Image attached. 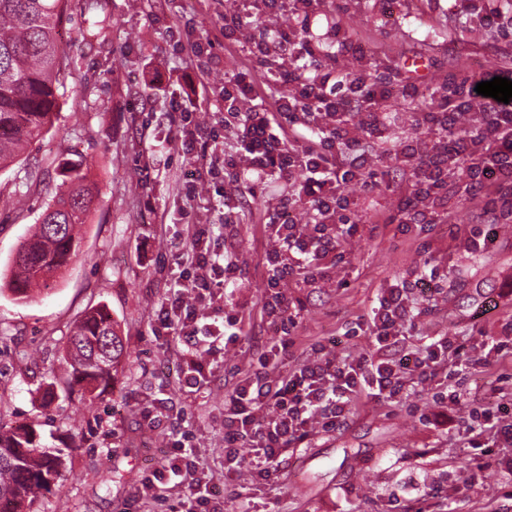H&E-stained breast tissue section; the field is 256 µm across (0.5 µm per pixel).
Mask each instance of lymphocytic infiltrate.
I'll use <instances>...</instances> for the list:
<instances>
[{
  "mask_svg": "<svg viewBox=\"0 0 512 512\" xmlns=\"http://www.w3.org/2000/svg\"><path fill=\"white\" fill-rule=\"evenodd\" d=\"M276 10L290 15L289 24L273 33L260 28L262 16ZM314 17V0H249L248 8L225 15V38L252 29L250 55L270 80L288 82L291 93L268 105L256 104L253 78L240 72L224 83L225 115L220 126L194 125L188 112L172 115L182 151L223 181L225 190L237 187L224 178L230 169L240 170L252 183L284 181L289 189L287 206L303 207L313 216L309 224L270 227L274 246L268 254L267 286L274 290L275 301L267 311L277 319L280 338L259 357L258 370L224 398L225 458L236 463L240 448H248V465L263 479L276 471L290 446L310 434L313 424L331 428L349 406L363 399L398 396L414 374L436 369L442 349L434 342L411 360L332 357L303 361L285 374L268 371L273 354L286 352L291 345L287 331L292 318L284 285L320 269L323 258L338 251L341 237L355 231L346 187L358 184L370 190L375 185L374 172L351 158L350 149L359 145L361 137H377L390 124L385 105L394 93L409 99L420 93L419 83L398 71L369 82L320 63L311 29ZM450 82V92L435 96L429 111L418 119L437 132L438 144L429 150L405 147L402 156L414 177L410 196L397 213L379 216V223L409 224L420 217H438L448 207V178L459 171L465 175L474 207L492 213L496 220H512V103L478 112L477 124L461 130L459 114L477 111L482 97L468 76H454ZM301 118L314 125L317 139L297 150L288 144L287 128ZM223 128L233 131L237 154L216 150ZM175 234L188 241L177 260L184 292L172 300L163 324L185 339L181 382L193 387L203 376L202 355L239 339L238 319L229 314L219 293L235 267L221 262L207 243L205 228L194 218L183 216ZM410 288L406 281L389 289L373 310V333L381 347L394 344L411 314ZM171 448L166 463L145 478V494L163 499L176 477L189 489L179 503L180 512H211V487L198 475L187 436L173 440Z\"/></svg>",
  "mask_w": 512,
  "mask_h": 512,
  "instance_id": "f902f5d3",
  "label": "lymphocytic infiltrate"
}]
</instances>
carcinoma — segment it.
<instances>
[{
    "label": "carcinoma",
    "instance_id": "cac0c4a2",
    "mask_svg": "<svg viewBox=\"0 0 512 512\" xmlns=\"http://www.w3.org/2000/svg\"><path fill=\"white\" fill-rule=\"evenodd\" d=\"M67 0H0V170L16 163L54 123L65 94L67 51L58 41ZM61 182L20 244L4 287L17 300L49 286L79 253L80 228L98 200L82 163L65 162ZM126 356L118 323L105 305L87 310L63 347L67 391L93 405L112 385ZM71 449L49 448L27 424L0 426V512L22 500L31 506L49 490L47 477L68 472Z\"/></svg>",
    "mask_w": 512,
    "mask_h": 512
}]
</instances>
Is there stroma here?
I'll return each mask as SVG.
<instances>
[{"instance_id":"1","label":"stroma","mask_w":512,"mask_h":512,"mask_svg":"<svg viewBox=\"0 0 512 512\" xmlns=\"http://www.w3.org/2000/svg\"><path fill=\"white\" fill-rule=\"evenodd\" d=\"M86 0H69L58 31L72 61L67 97L57 121L27 152L28 166L45 183L29 209L14 205L15 169L0 171V277L9 274L20 243L59 181L58 165L89 163L99 200L81 229V251L46 294L20 302L0 293V422L28 424L49 444L72 451L70 473L44 492L34 512H171L188 490L168 500L141 495L143 479L170 454V431L191 433L197 463L221 512H512V458L477 459L478 430L470 409L485 407L498 387L499 368L438 370L393 401L353 405L335 428L315 429L292 445L278 472L256 477L241 465L224 478V396L253 372L274 337L265 304L266 233L287 185H245L222 195L221 185L198 178L195 160L171 138L170 115L194 89L206 86L194 111L208 127L224 118L222 87L238 72L253 76L264 102L288 94V83L268 84L242 42L224 39V0H107V18L96 24ZM315 33L336 21L359 55L337 54L323 43L339 72L402 70L431 90L451 75L478 79L507 63L511 47L485 27L465 0H318ZM213 43L220 63L200 77L179 43ZM429 97L390 99L397 118L385 143L367 148L365 162L381 183L372 190L347 187L355 236L340 256H328L315 286L290 280L286 293L295 321L290 355L278 372L312 359L317 349L340 359L371 358L376 351L372 310L388 288L414 273L439 267L432 287L409 295L411 318L398 348L414 351L448 337L473 349L501 340L512 323V222H490L471 206L465 183L454 179L448 221L369 227L376 214L397 211L412 178L401 149L430 141L416 121ZM197 181L186 197L182 184ZM210 225L220 252L238 268L224 292L240 318L236 344L203 355L204 380L180 382L183 339L164 329L160 311L170 296V270L184 247L173 236L183 212ZM452 224L483 225L493 243L466 252L448 241ZM107 306L119 323L127 355L111 388L95 407L71 402L62 345L87 309ZM456 388L460 404L439 412L437 396Z\"/></svg>"}]
</instances>
